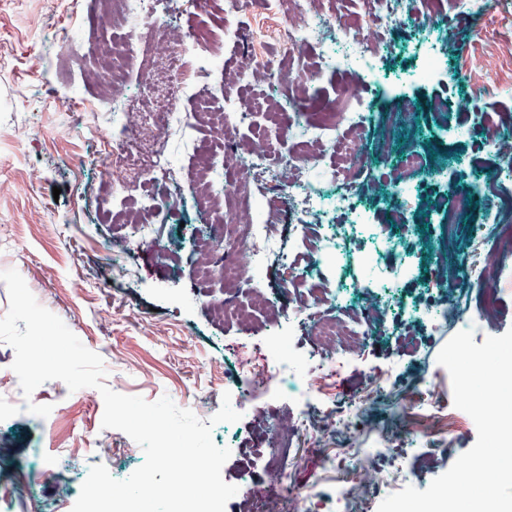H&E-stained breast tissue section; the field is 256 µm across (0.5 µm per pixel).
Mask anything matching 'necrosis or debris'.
I'll return each mask as SVG.
<instances>
[{
  "label": "necrosis or debris",
  "mask_w": 512,
  "mask_h": 512,
  "mask_svg": "<svg viewBox=\"0 0 512 512\" xmlns=\"http://www.w3.org/2000/svg\"><path fill=\"white\" fill-rule=\"evenodd\" d=\"M212 0H100L97 38L84 39L81 30L61 29L56 38L67 50L102 56L96 79L112 103V132L102 136L91 118V105L80 101L77 86L62 88L52 80L44 86L50 97L66 102L63 124L79 128L87 139H103L112 216L126 224L121 248L139 253L156 247L155 217L177 209L181 196L172 194L182 156L167 150L172 133L186 138L187 154L200 157L195 197L210 216V233L203 244L202 280L214 277L243 284L249 297L241 303L233 290L214 305L225 325L247 327L252 309H262L270 324L310 328L322 354L310 360L297 354L287 336L269 337V354L257 383L238 381L231 397L244 410L257 397L295 394L298 410L292 420L269 431L270 448L264 489H257L250 469H243L237 495L248 512H377L394 488L380 462L383 450L411 446L413 429L401 425L381 431L362 420V406L321 409L311 384L312 375L336 373L337 352L363 348L374 335L390 336L411 350L421 347L425 331L450 320L474 329L489 328L495 303L507 284L497 266L503 251L512 252V132L489 125L485 153L492 167L471 159L475 178L461 187L455 210L429 205L426 218H439V231L450 234L456 210L482 203L487 221L469 227L471 237L486 246L483 257H465L455 275H448L443 257L422 291L402 295L399 283L412 271L408 243L416 211L408 200L418 198L425 181L440 174L424 149L409 145L402 160L379 179L369 177L370 159L364 143L377 126L364 107L366 88L380 81L385 54L396 45L387 34L398 25L410 26L418 43H426L436 28L438 50L430 52L418 72L431 80L441 72L440 49L462 42L457 26L440 24L442 0H364V12L348 21L315 6L316 0H275L283 23L278 38L280 55L259 59L257 68L230 70L212 42L235 43L234 19L254 8L256 0H225L218 30L181 25L186 9L202 13ZM262 71L272 82H287L289 94L279 109L289 138L285 158L275 159L276 145L256 132L245 151L226 144L248 122L262 101L240 94L241 86ZM468 70L474 90L484 93L512 87V24L498 25L482 48L470 52ZM345 72L343 111L315 112L308 86L326 74ZM220 74L219 96L200 95L199 74ZM136 82H129V75ZM133 85L136 110L126 108L121 89ZM222 99L214 107V99ZM207 127L211 139L196 138ZM275 178L283 198L261 197L259 214L225 217L237 208L244 187L259 188ZM389 207L390 223L371 227L366 196ZM293 206L296 221L280 231L277 218ZM289 239L282 248L281 239ZM276 253L292 276L288 288L294 306L279 307L263 288L265 260ZM343 437L354 460L346 473L327 460L324 471L335 476L332 491L299 484L294 478L295 456L282 442L288 438L318 440Z\"/></svg>",
  "instance_id": "1"
}]
</instances>
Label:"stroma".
I'll return each mask as SVG.
<instances>
[{"label":"stroma","instance_id":"1","mask_svg":"<svg viewBox=\"0 0 512 512\" xmlns=\"http://www.w3.org/2000/svg\"><path fill=\"white\" fill-rule=\"evenodd\" d=\"M94 14V0H0V225L14 227L11 234H0V271L17 270L38 303L102 357L105 383L112 390L151 402L166 395L185 408L195 397L237 382L243 362L226 353L225 345L256 341L266 318L256 316L245 331L213 318L210 304L223 298L224 284L197 276L191 237L208 218L192 208L156 218L159 240L173 247L174 255L148 251L129 257L112 249L126 227L110 221V204L97 192L105 182L103 147L62 129L36 75L42 68L61 83L79 77L87 60L69 55L53 34L63 26H80ZM280 21L274 8L243 14L238 43L226 47L218 41L214 47L237 63L281 52L272 38ZM37 30L45 32V41L34 39ZM473 47L472 30H464L459 54L449 59L446 73L427 83H405L394 94L365 91L377 121H391L406 100L418 108L422 127L435 122L427 110L432 100H446L449 113L457 114L458 100L472 84L463 56ZM429 151L447 157L448 171L446 178L428 181L423 192L450 196L468 177L459 157L478 156L479 141L457 143L438 136ZM455 333L454 326H446L412 352L400 351L390 337H373L336 377L314 378L313 387L326 401L361 403L368 426H393L391 405L406 394L410 378L430 380L444 401L452 402L451 381L437 357ZM14 358L13 348L0 343V512H71L90 469L110 463L102 446L112 442L114 432L101 426L102 396L93 388L71 392L52 380L24 398L11 368ZM394 365L399 368L396 391L375 398L369 391L373 379ZM30 402L51 405L52 411L39 417L27 410ZM294 412L285 399L255 400L238 422L239 448L222 468L224 481L237 484L247 455L254 482L263 484L265 451L257 434ZM455 417L448 449H437L421 436L414 446L387 450L384 467L402 481L423 470L421 483L429 485L476 441L467 414L459 410ZM324 456L340 466L349 461L333 438L302 446L296 479L311 484Z\"/></svg>","mask_w":512,"mask_h":512}]
</instances>
